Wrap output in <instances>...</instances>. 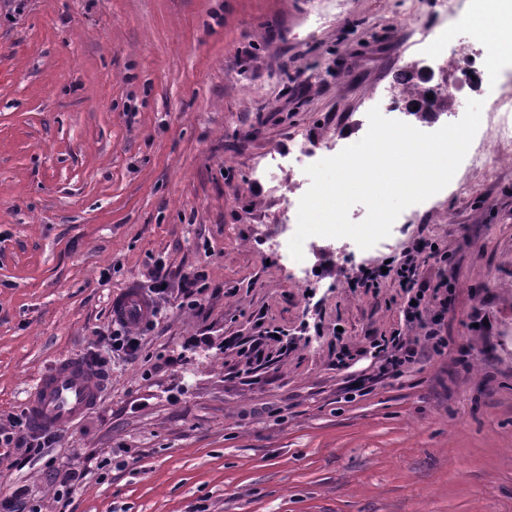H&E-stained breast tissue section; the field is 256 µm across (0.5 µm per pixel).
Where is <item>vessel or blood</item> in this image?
<instances>
[{
	"instance_id": "1",
	"label": "vessel or blood",
	"mask_w": 512,
	"mask_h": 512,
	"mask_svg": "<svg viewBox=\"0 0 512 512\" xmlns=\"http://www.w3.org/2000/svg\"><path fill=\"white\" fill-rule=\"evenodd\" d=\"M149 303L142 293L129 288L112 299L114 319L135 326L148 319ZM99 388L89 367L79 358L64 357L38 380L26 400L32 427L39 431L65 428L99 400Z\"/></svg>"
}]
</instances>
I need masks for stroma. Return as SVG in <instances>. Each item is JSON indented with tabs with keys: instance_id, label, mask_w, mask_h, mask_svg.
<instances>
[{
	"instance_id": "35a3bbf8",
	"label": "stroma",
	"mask_w": 512,
	"mask_h": 512,
	"mask_svg": "<svg viewBox=\"0 0 512 512\" xmlns=\"http://www.w3.org/2000/svg\"><path fill=\"white\" fill-rule=\"evenodd\" d=\"M335 2L0 0V430L57 359L105 363L47 459L0 447V491L38 512H512V145L489 113V170L369 249L289 253L310 182L289 155L362 139L406 70L461 77L421 41L452 21L440 0ZM419 237L448 253V346L383 375L370 342L409 332L405 296L349 282ZM131 285L154 316L118 357ZM269 329L263 365L228 346Z\"/></svg>"
}]
</instances>
